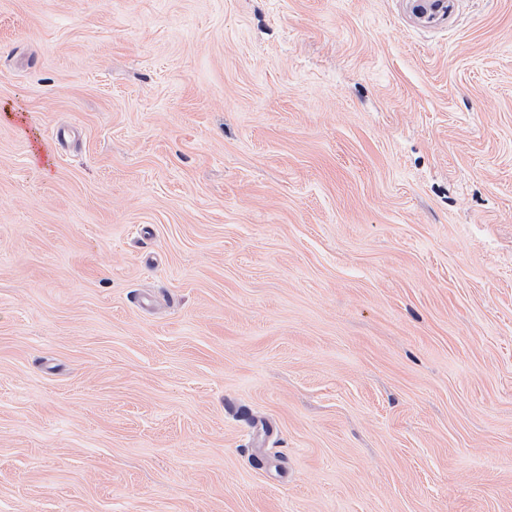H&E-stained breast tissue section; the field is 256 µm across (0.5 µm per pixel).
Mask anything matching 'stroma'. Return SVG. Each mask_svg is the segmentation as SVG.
<instances>
[{
  "label": "stroma",
  "mask_w": 512,
  "mask_h": 512,
  "mask_svg": "<svg viewBox=\"0 0 512 512\" xmlns=\"http://www.w3.org/2000/svg\"><path fill=\"white\" fill-rule=\"evenodd\" d=\"M0 512H512V0H0Z\"/></svg>",
  "instance_id": "1"
}]
</instances>
